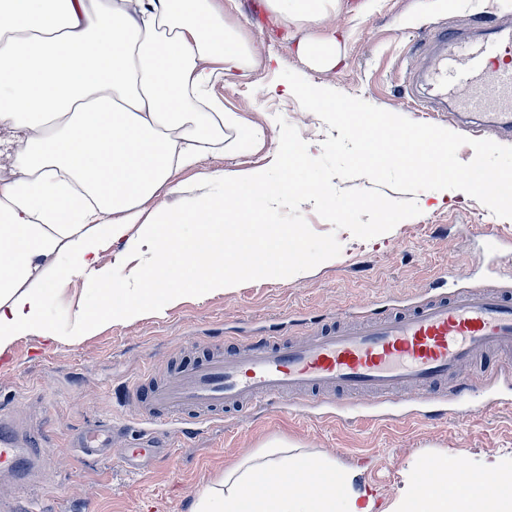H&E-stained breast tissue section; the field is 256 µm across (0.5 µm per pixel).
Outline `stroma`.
Wrapping results in <instances>:
<instances>
[{
    "mask_svg": "<svg viewBox=\"0 0 512 512\" xmlns=\"http://www.w3.org/2000/svg\"><path fill=\"white\" fill-rule=\"evenodd\" d=\"M512 22V0H341L311 25L287 24L266 0H236L224 15L260 65L248 76H224L215 92L227 110L264 129V145L247 155L208 158L206 169H270L280 141L310 147L319 156L327 126L294 96H271L290 69L318 87L331 88L404 116L472 139L512 146V129L483 128L478 114L443 109L430 69L438 56L431 31L448 27L478 41L492 23ZM336 40L342 61L326 70L299 52L304 42ZM419 216L364 241L331 224L305 202L311 229L336 232L339 256L289 278L247 282L192 299L131 324L113 323L68 345L27 336L0 365V413L19 434L35 433L45 445L21 479L31 497L28 512H189L198 491L224 469L272 440L294 452L324 457L357 472L358 482L385 508L404 488L407 472L440 455L458 469L491 477L492 465L512 459V376L483 385L474 395L433 403L366 399L351 408L338 398L315 407L284 400L261 404L184 437L152 435L127 400L145 367L165 370L203 349L254 336H298L341 312L382 310L397 299L492 283L512 287V219L494 216L457 190L417 194ZM499 243L482 250V232ZM116 428L115 452L83 459L81 436Z\"/></svg>",
    "mask_w": 512,
    "mask_h": 512,
    "instance_id": "1",
    "label": "stroma"
}]
</instances>
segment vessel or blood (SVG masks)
<instances>
[{
    "label": "vessel or blood",
    "instance_id": "obj_1",
    "mask_svg": "<svg viewBox=\"0 0 512 512\" xmlns=\"http://www.w3.org/2000/svg\"><path fill=\"white\" fill-rule=\"evenodd\" d=\"M443 52L431 80L460 109L484 113L488 125L512 127V24L493 26L474 44L459 33L434 31ZM512 355V290L457 288L393 302L382 314L353 323L340 318L303 336H262L229 349L207 350L164 380L138 378L129 401L157 429L192 432L227 412L297 398L323 402L343 393L348 403L437 399L443 383L456 395L491 380L503 362L486 353ZM30 457L14 425L0 421V473L19 472Z\"/></svg>",
    "mask_w": 512,
    "mask_h": 512
}]
</instances>
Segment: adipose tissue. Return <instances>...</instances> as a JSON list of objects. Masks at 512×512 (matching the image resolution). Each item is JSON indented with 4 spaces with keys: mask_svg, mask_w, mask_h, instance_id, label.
<instances>
[{
    "mask_svg": "<svg viewBox=\"0 0 512 512\" xmlns=\"http://www.w3.org/2000/svg\"><path fill=\"white\" fill-rule=\"evenodd\" d=\"M267 2L295 24L320 22L338 4ZM135 3L0 0V156L20 172L0 180V355L25 336L75 344L101 323L224 292L266 255L301 246L297 224L257 234L265 201L288 188L261 169L204 172L185 207L159 204L177 173L263 145L261 128L226 111L214 91L218 75L259 61L225 33L217 0L204 12L177 0ZM117 266L127 269L119 284ZM72 280L100 304L59 328L47 301ZM430 468L428 483L410 473L388 512H512V467L491 489L449 477L447 461ZM356 478L274 440L199 492L190 512H370Z\"/></svg>",
    "mask_w": 512,
    "mask_h": 512,
    "instance_id": "ef3b65f1",
    "label": "adipose tissue"
}]
</instances>
